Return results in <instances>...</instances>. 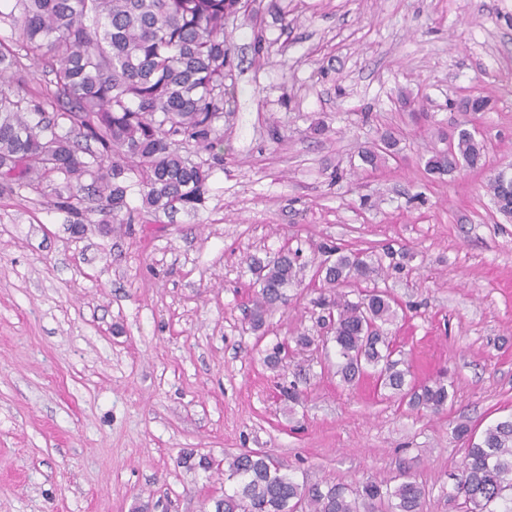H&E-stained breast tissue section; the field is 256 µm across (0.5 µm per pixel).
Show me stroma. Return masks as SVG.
<instances>
[{
    "label": "stroma",
    "instance_id": "obj_1",
    "mask_svg": "<svg viewBox=\"0 0 512 512\" xmlns=\"http://www.w3.org/2000/svg\"><path fill=\"white\" fill-rule=\"evenodd\" d=\"M225 36L224 163L196 214L74 229L0 194V512H212L224 476L180 467L186 448L262 451L300 482L405 472L423 512H462L453 427L512 414V218L485 189L512 165V0H251ZM470 96L485 111L454 109ZM460 126L484 171L427 174ZM387 130L399 153L363 169ZM327 240L400 260L380 282L400 304L387 332L415 383L446 374V412L344 386L331 345L265 365L317 330ZM284 248L303 285L248 331L250 261Z\"/></svg>",
    "mask_w": 512,
    "mask_h": 512
}]
</instances>
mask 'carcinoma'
Returning <instances> with one entry per match:
<instances>
[{
    "label": "carcinoma",
    "instance_id": "carcinoma-1",
    "mask_svg": "<svg viewBox=\"0 0 512 512\" xmlns=\"http://www.w3.org/2000/svg\"><path fill=\"white\" fill-rule=\"evenodd\" d=\"M248 0H0V20L11 37L0 40V191L50 197L74 225L130 224L134 214L198 210L209 191L214 163L222 159L224 80L233 66L224 38L226 20ZM390 134L359 152L375 168L398 151ZM206 153L211 161L195 162ZM484 146L462 128L448 151L425 161L431 175L483 166ZM487 189L512 215V172L504 168ZM137 195L140 206L128 199ZM331 258L323 288L311 300L328 311L331 335L295 338L304 350L335 343L337 374L353 386L368 375L417 411L447 409L445 376L428 384L407 380L401 351L383 326L396 316L395 300L378 286L349 298L343 288L372 282L393 252L349 251L325 242ZM300 252L251 262L258 291L249 325L260 330L303 282ZM452 433L464 441L461 474L448 500L465 512H512V416L477 436L464 423ZM179 464L205 472L224 467L228 487L214 512H422L425 489L410 475L394 486L368 479L360 485L299 483L268 454L241 451L216 461L184 451Z\"/></svg>",
    "mask_w": 512,
    "mask_h": 512
}]
</instances>
